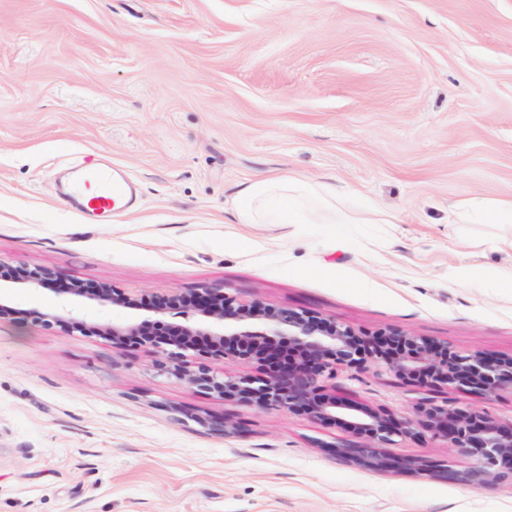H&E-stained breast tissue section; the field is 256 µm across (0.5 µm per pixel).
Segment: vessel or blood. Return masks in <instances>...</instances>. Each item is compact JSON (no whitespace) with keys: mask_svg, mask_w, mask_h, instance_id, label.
<instances>
[{"mask_svg":"<svg viewBox=\"0 0 512 512\" xmlns=\"http://www.w3.org/2000/svg\"><path fill=\"white\" fill-rule=\"evenodd\" d=\"M76 176L62 195L75 208H87L96 218H110L113 212L133 210L137 203L130 182L113 169L110 162L93 166L78 165Z\"/></svg>","mask_w":512,"mask_h":512,"instance_id":"b4317fda","label":"vessel or blood"}]
</instances>
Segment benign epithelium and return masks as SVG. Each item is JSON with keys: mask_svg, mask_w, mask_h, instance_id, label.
Masks as SVG:
<instances>
[{"mask_svg": "<svg viewBox=\"0 0 512 512\" xmlns=\"http://www.w3.org/2000/svg\"><path fill=\"white\" fill-rule=\"evenodd\" d=\"M47 270L24 268L17 283L25 288L49 284ZM68 295L60 314L37 312L35 318L47 325L58 322L67 329L91 330L84 312L72 308L78 302L101 307L134 304L113 289L58 288ZM152 309L150 323L164 325L167 314L181 315L183 324H171L170 333L144 331V325L104 326L98 332L112 337L117 346L149 344L162 353L157 369L184 380L227 402L254 403L265 410L304 414L321 425L340 424L347 437L327 443L337 456L367 470L430 472L443 481L471 487L512 481V424H502L473 408H450L425 403L413 414L395 419L366 406H356L327 386L340 369L362 372L374 366L402 383L422 387L453 388L492 397L512 390V356L503 357L481 350L459 351L448 344L403 331H382L362 336L352 326L330 317L302 310L264 305L260 300L240 302L218 289L185 293L178 289L162 298L142 297ZM288 339L289 357L280 355L275 338ZM197 359L196 368L186 366L187 353ZM243 360L266 367L260 378L211 370L210 362ZM442 439L448 447L471 457L463 470H429L421 461L394 460L385 449L396 439L419 435Z\"/></svg>", "mask_w": 512, "mask_h": 512, "instance_id": "obj_1", "label": "benign epithelium"}]
</instances>
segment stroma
I'll return each mask as SVG.
<instances>
[{"instance_id":"35a3bbf8","label":"stroma","mask_w":512,"mask_h":512,"mask_svg":"<svg viewBox=\"0 0 512 512\" xmlns=\"http://www.w3.org/2000/svg\"><path fill=\"white\" fill-rule=\"evenodd\" d=\"M100 158L139 189L108 224L58 190ZM288 171L396 221L349 225L341 248L315 224L234 223L243 183ZM471 197L512 198V0H0V268L53 274L8 289L0 319V512H512L510 483L363 469L328 451L341 426L225 402L158 372L151 348L35 318L76 281L220 288L512 355V296L449 280L512 264V224L454 223ZM336 386L398 417L434 401L512 422L507 390L373 370ZM389 453L472 463L426 435Z\"/></svg>"}]
</instances>
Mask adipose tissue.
Returning a JSON list of instances; mask_svg holds the SVG:
<instances>
[{
	"label": "adipose tissue",
	"mask_w": 512,
	"mask_h": 512,
	"mask_svg": "<svg viewBox=\"0 0 512 512\" xmlns=\"http://www.w3.org/2000/svg\"><path fill=\"white\" fill-rule=\"evenodd\" d=\"M335 186L297 173L259 178L238 193L234 214L240 224H319L334 240L344 236L336 216ZM460 224H511L512 198L497 202L471 199L458 205Z\"/></svg>",
	"instance_id": "1"
}]
</instances>
